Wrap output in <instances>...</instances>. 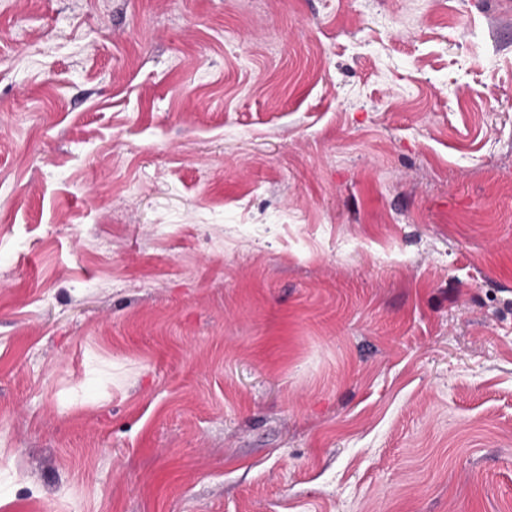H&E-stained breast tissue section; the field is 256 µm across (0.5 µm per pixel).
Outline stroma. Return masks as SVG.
Returning a JSON list of instances; mask_svg holds the SVG:
<instances>
[{"mask_svg": "<svg viewBox=\"0 0 512 512\" xmlns=\"http://www.w3.org/2000/svg\"><path fill=\"white\" fill-rule=\"evenodd\" d=\"M0 512H512V0H0Z\"/></svg>", "mask_w": 512, "mask_h": 512, "instance_id": "35a3bbf8", "label": "stroma"}]
</instances>
